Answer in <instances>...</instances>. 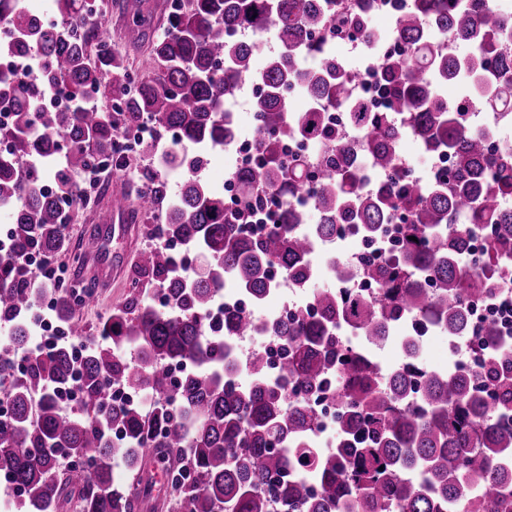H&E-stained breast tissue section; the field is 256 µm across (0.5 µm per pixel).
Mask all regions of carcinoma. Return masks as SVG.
<instances>
[{"label":"carcinoma","instance_id":"carcinoma-1","mask_svg":"<svg viewBox=\"0 0 512 512\" xmlns=\"http://www.w3.org/2000/svg\"><path fill=\"white\" fill-rule=\"evenodd\" d=\"M64 23L87 22V0H55ZM167 31L151 38L132 22L125 38L148 44L157 65L153 80L133 82L124 57L112 50L99 24L83 37L65 27L17 15L16 49L36 47L44 60L40 87L59 81L72 89L74 105L45 111L36 89L0 78V100L10 104L12 152L0 156V205L14 206L10 246L45 256L64 254L68 240L59 210L42 191L43 175L21 176L33 157L57 154L56 137L70 141L55 188L80 194L73 174L91 161L84 149L112 156L119 129L151 121L195 151L172 152L168 165L182 172L180 193L168 198L154 181L138 197L144 212L167 214L163 239L146 247L137 265L150 290L113 308L97 335L87 333L81 310L95 293L77 300L53 291L57 319L69 338L83 344L79 370L61 344L16 376L0 359V383L10 382L9 413L0 416V472L23 494L29 512H512V350L484 353L474 374L453 371L383 372L360 347L381 341L411 315L448 338L469 336L471 305L512 283V147L487 157V135L467 110L512 109V18L481 10L469 0H413L399 10L392 37L400 53L384 57L381 89L389 110L375 112L353 96L360 73L328 53L331 34L360 32L364 17L352 0H181L168 15ZM277 31L280 51L257 65L261 44L232 37L235 31ZM474 45L465 55L437 47L433 34ZM317 60L307 71L302 57ZM480 83L484 94L460 105L442 89L459 77ZM247 85L254 96L258 166L237 174L242 206L229 210L224 196L197 176L210 146L234 137L237 126L224 104ZM103 89L112 106H82L84 90ZM309 100L293 108L294 92ZM346 109L362 134L365 166L339 144L326 125L330 105ZM414 133L430 152L445 151L451 174L428 186L401 166L398 145ZM292 133L322 147V178L301 202L315 158H285L281 140ZM376 174L369 191L365 182ZM266 188L288 199L281 222L250 238L241 225ZM319 214L315 235L336 236L339 224H357L376 237L394 214L406 215L395 261L364 258L336 265V279L354 273L375 282L378 296L334 289L316 292L321 320L304 316L274 325L286 337L279 376L268 373L264 354L247 362L250 382L235 385L232 338L258 332L252 311L227 309L210 327L214 296L232 284L258 304L274 289L276 270L299 284L312 275V239L294 232ZM493 224L478 262L473 226ZM416 240H411V237ZM207 258L204 269L177 264L170 243ZM30 274L0 255V320L13 322L10 345L30 334L24 313L35 304ZM410 366L418 365L419 332L401 337ZM128 348L137 361L124 358ZM170 362L195 368L179 378ZM78 375L84 392L78 417L62 409L55 388ZM335 382L336 444L310 442L316 420L307 397ZM122 382L154 398L140 405H106L108 383ZM179 413L173 414L171 403ZM130 467L131 487L112 481V462Z\"/></svg>","mask_w":512,"mask_h":512}]
</instances>
